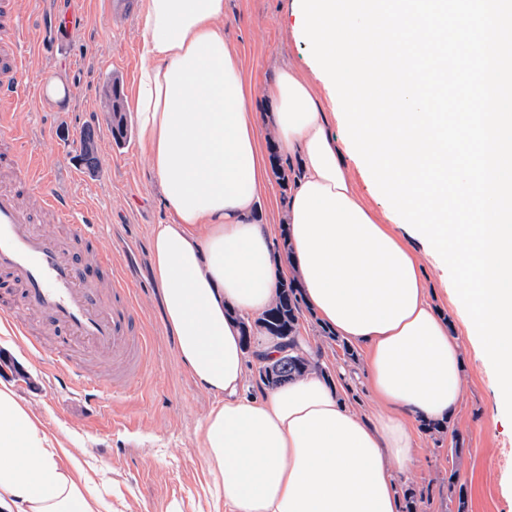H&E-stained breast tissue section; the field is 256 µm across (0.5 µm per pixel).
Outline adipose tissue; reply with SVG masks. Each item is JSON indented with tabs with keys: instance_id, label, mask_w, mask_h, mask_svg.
<instances>
[{
	"instance_id": "obj_1",
	"label": "adipose tissue",
	"mask_w": 512,
	"mask_h": 512,
	"mask_svg": "<svg viewBox=\"0 0 512 512\" xmlns=\"http://www.w3.org/2000/svg\"><path fill=\"white\" fill-rule=\"evenodd\" d=\"M148 56L133 101L139 139L173 215L151 235L165 322L191 378L216 401L202 429L212 512H401L396 472L414 421L450 417L462 397V345L437 313L406 240L355 194L310 84L283 67L270 120L301 174L285 224L292 265L261 220L268 160L224 0H141ZM297 272L308 305L364 345L374 423L310 374L243 396L241 323ZM81 460L0 381V512H112Z\"/></svg>"
}]
</instances>
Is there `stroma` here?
Wrapping results in <instances>:
<instances>
[{
  "instance_id": "1",
  "label": "stroma",
  "mask_w": 512,
  "mask_h": 512,
  "mask_svg": "<svg viewBox=\"0 0 512 512\" xmlns=\"http://www.w3.org/2000/svg\"><path fill=\"white\" fill-rule=\"evenodd\" d=\"M82 35L62 40L48 51L30 56L35 93L25 111L29 127L26 147L43 149L45 133L59 132L51 155V176L68 198L92 208L99 223L100 243L121 256L123 272L136 290L137 309L153 346L145 374L130 392L113 399L115 426L87 425L82 402L66 396L42 367L43 355L27 351L0 329V380L12 384L18 397L65 447L92 471L94 488L128 512H201L203 450L198 442L204 417L214 401L185 371L176 342L164 322L159 290L150 269L151 231L172 220L158 180L137 135L124 144L112 139L103 122L108 108L106 81L120 84L123 109L135 119L132 102L141 67L142 20L112 34V45H99L105 16L93 0H70ZM224 40L237 49L245 75L254 87L256 111L272 109L269 91L280 67L291 66L313 87L326 107L331 130L346 134V121L334 85L314 59L300 26L294 0H224ZM96 143L99 163L88 169L79 155L82 134ZM343 158L357 193L380 223L398 222L365 163L352 145ZM296 158L277 154L272 165V190L262 203V217L275 224L292 188ZM421 274L451 334L464 337L461 382L463 397L439 433L415 424L413 465L397 476L399 495L422 494L426 512H455L451 490L463 492L468 512H512V420L497 398L496 375L476 341L465 338L464 308L453 296L444 262L419 239H412ZM299 332L313 362L325 368L341 402L365 418L379 413L367 384L366 349L323 335L311 311L299 319Z\"/></svg>"
}]
</instances>
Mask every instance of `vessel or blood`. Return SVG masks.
<instances>
[{
    "label": "vessel or blood",
    "mask_w": 512,
    "mask_h": 512,
    "mask_svg": "<svg viewBox=\"0 0 512 512\" xmlns=\"http://www.w3.org/2000/svg\"><path fill=\"white\" fill-rule=\"evenodd\" d=\"M100 2L112 19L136 14V0ZM33 16V0H0V324L23 349L45 353L63 385L103 409L140 378L151 338L119 255L98 244L94 216L61 194L42 153L24 148ZM21 309L59 333L54 351L45 352L18 320ZM86 361L108 365V374L88 373Z\"/></svg>",
    "instance_id": "obj_1"
}]
</instances>
